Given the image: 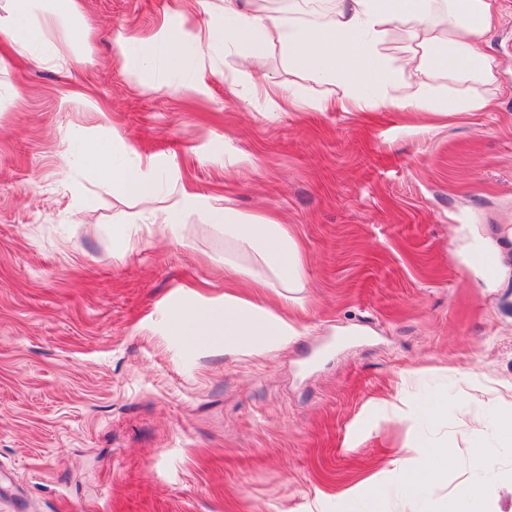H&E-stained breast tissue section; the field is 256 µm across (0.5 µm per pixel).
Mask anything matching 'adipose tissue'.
<instances>
[{
	"mask_svg": "<svg viewBox=\"0 0 512 512\" xmlns=\"http://www.w3.org/2000/svg\"><path fill=\"white\" fill-rule=\"evenodd\" d=\"M298 9L314 12L315 22L299 24L260 5L259 0H195L204 21L191 37L169 30L141 40L115 31L114 46L134 69L179 78L198 90L216 74L215 53L240 49L250 69L256 97L274 112L309 104L360 112H426L453 115L488 111L497 84V63L484 46L492 36L496 0H294ZM90 44L96 28L83 12L82 0H10L0 16V48L11 55L71 75L77 59L61 52L53 38ZM278 45L289 66L316 84L337 90L335 98L305 101L269 75V45ZM84 164L100 174L113 196L128 200L117 240L128 237L132 224L178 226L189 212L223 228L232 249L224 258L228 276H247L277 292L270 307L228 293L223 304L174 311L172 333L225 349L258 354L288 345L299 334L283 309L296 303L305 287V270L296 239L272 217L240 214L221 199L198 202L186 189L163 188L153 157L129 151L119 142L86 140ZM424 475L403 474L402 492L421 496L426 482L448 467V445L424 448Z\"/></svg>",
	"mask_w": 512,
	"mask_h": 512,
	"instance_id": "1",
	"label": "adipose tissue"
}]
</instances>
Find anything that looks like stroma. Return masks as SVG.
<instances>
[{
	"label": "stroma",
	"mask_w": 512,
	"mask_h": 512,
	"mask_svg": "<svg viewBox=\"0 0 512 512\" xmlns=\"http://www.w3.org/2000/svg\"><path fill=\"white\" fill-rule=\"evenodd\" d=\"M486 46L493 108L270 114L241 53L220 52L201 91L136 76L111 46L162 25L194 30L170 0H83L102 34L72 77L0 65V512H443L481 482L466 429L512 400V278L489 288L454 228L512 225V0ZM267 69L313 98L271 46ZM154 156L162 182L280 216L307 288L301 334L262 355L189 346L172 309L224 300V237L198 216L112 237L126 209L78 140ZM71 153L70 169L60 158ZM450 399L447 422L426 403ZM447 441L448 472L422 499L398 464ZM483 485L512 512V432L488 427Z\"/></svg>",
	"instance_id": "obj_1"
}]
</instances>
